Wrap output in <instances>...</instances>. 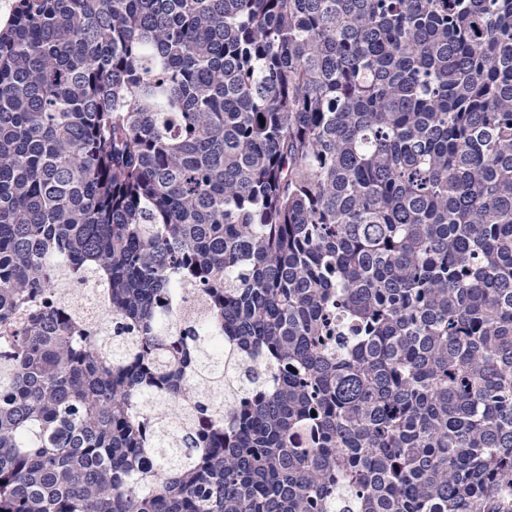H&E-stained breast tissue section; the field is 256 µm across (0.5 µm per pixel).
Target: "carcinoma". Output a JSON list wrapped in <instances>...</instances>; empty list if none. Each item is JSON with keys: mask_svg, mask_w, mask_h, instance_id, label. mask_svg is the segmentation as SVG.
Returning <instances> with one entry per match:
<instances>
[{"mask_svg": "<svg viewBox=\"0 0 512 512\" xmlns=\"http://www.w3.org/2000/svg\"><path fill=\"white\" fill-rule=\"evenodd\" d=\"M0 512H512V0H14Z\"/></svg>", "mask_w": 512, "mask_h": 512, "instance_id": "1", "label": "carcinoma"}]
</instances>
